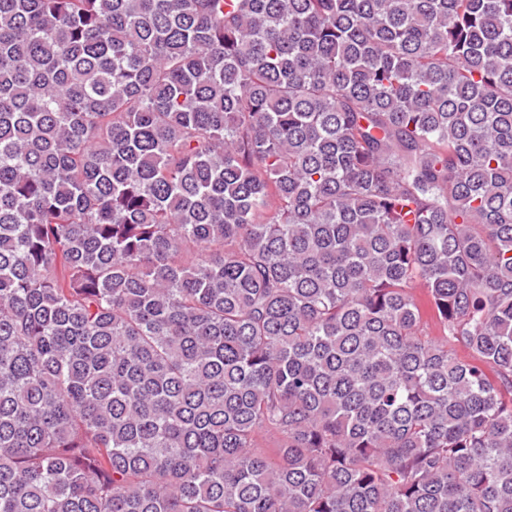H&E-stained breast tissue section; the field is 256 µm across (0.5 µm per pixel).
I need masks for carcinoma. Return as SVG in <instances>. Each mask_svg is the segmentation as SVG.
<instances>
[{
    "instance_id": "carcinoma-1",
    "label": "carcinoma",
    "mask_w": 512,
    "mask_h": 512,
    "mask_svg": "<svg viewBox=\"0 0 512 512\" xmlns=\"http://www.w3.org/2000/svg\"><path fill=\"white\" fill-rule=\"evenodd\" d=\"M0 512H512V0H0Z\"/></svg>"
}]
</instances>
